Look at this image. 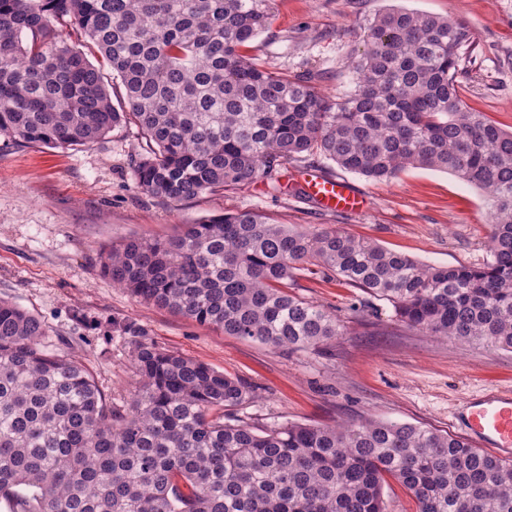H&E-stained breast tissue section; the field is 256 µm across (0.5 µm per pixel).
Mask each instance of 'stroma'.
<instances>
[{"instance_id": "stroma-1", "label": "stroma", "mask_w": 512, "mask_h": 512, "mask_svg": "<svg viewBox=\"0 0 512 512\" xmlns=\"http://www.w3.org/2000/svg\"><path fill=\"white\" fill-rule=\"evenodd\" d=\"M388 8L464 19L473 44L458 77L461 97L470 111L512 130V0H275L257 54L342 100L354 88L360 27ZM145 150L131 124L65 149L0 142V298L44 320L51 347L81 358L109 402L125 404L134 387L129 348L112 330L113 321L127 319L160 346L249 383L253 398L243 414L258 426L370 417L450 433L461 402L487 387L512 388V352L416 332L389 302L332 275H301L295 292L336 314L343 335L288 350L139 302L99 268L105 247L171 236L197 220L247 210L275 224L337 226L429 264L480 266L489 258L491 231L481 191L439 170L410 168L376 181L321 160L315 171L365 196L362 211L324 210L296 186L295 162L281 168L277 191L258 181L169 202L136 186L133 162Z\"/></svg>"}]
</instances>
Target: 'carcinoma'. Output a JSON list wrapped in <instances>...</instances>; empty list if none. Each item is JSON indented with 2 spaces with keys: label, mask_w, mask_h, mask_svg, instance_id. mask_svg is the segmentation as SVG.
Masks as SVG:
<instances>
[{
  "label": "carcinoma",
  "mask_w": 512,
  "mask_h": 512,
  "mask_svg": "<svg viewBox=\"0 0 512 512\" xmlns=\"http://www.w3.org/2000/svg\"><path fill=\"white\" fill-rule=\"evenodd\" d=\"M273 0H0V139L87 145L134 123L145 194L180 202L257 180L277 189L290 162L319 156L374 180L408 167L480 190L494 216L483 266H438L332 227L271 224L253 211L130 238L99 254L133 297L272 349L342 335L323 305L288 292L335 274L390 302L408 327L512 350V131L463 104L472 45L451 16L389 8L360 27L354 90L335 102L247 49ZM70 25L126 90L61 35ZM135 389L107 402L82 361L47 345L49 326L0 298V502L7 512H387L386 478L419 512H512V460L411 423L284 421L238 411L253 390L166 349L132 321Z\"/></svg>",
  "instance_id": "obj_1"
}]
</instances>
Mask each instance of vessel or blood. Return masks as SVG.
<instances>
[{
	"label": "vessel or blood",
	"instance_id": "vessel-or-blood-1",
	"mask_svg": "<svg viewBox=\"0 0 512 512\" xmlns=\"http://www.w3.org/2000/svg\"><path fill=\"white\" fill-rule=\"evenodd\" d=\"M307 189L328 211L357 212L365 205L361 194L337 178L313 175ZM456 422L478 445L504 457L512 455V391L487 390L466 403Z\"/></svg>",
	"mask_w": 512,
	"mask_h": 512
}]
</instances>
